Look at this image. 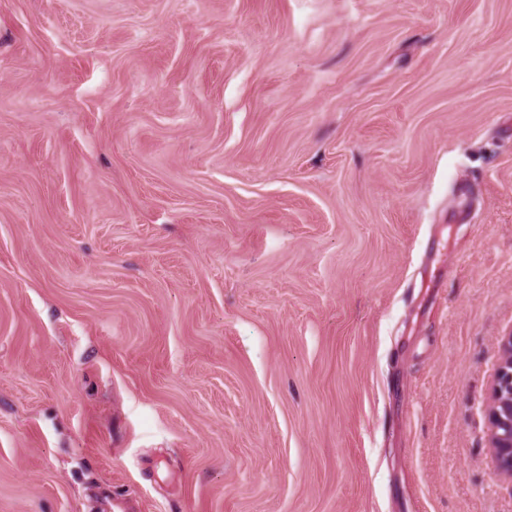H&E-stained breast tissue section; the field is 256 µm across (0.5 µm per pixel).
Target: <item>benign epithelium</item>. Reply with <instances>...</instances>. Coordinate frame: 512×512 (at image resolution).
<instances>
[{
  "mask_svg": "<svg viewBox=\"0 0 512 512\" xmlns=\"http://www.w3.org/2000/svg\"><path fill=\"white\" fill-rule=\"evenodd\" d=\"M498 366L486 414L496 474L512 479V333L497 338Z\"/></svg>",
  "mask_w": 512,
  "mask_h": 512,
  "instance_id": "benign-epithelium-1",
  "label": "benign epithelium"
}]
</instances>
